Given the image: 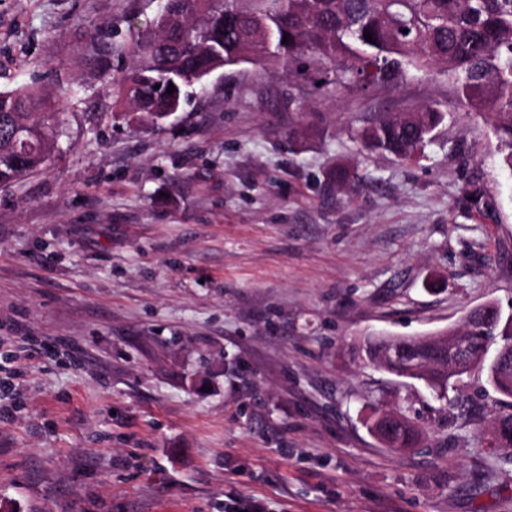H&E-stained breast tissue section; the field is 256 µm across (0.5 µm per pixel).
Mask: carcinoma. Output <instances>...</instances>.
Listing matches in <instances>:
<instances>
[{"instance_id":"1","label":"carcinoma","mask_w":512,"mask_h":512,"mask_svg":"<svg viewBox=\"0 0 512 512\" xmlns=\"http://www.w3.org/2000/svg\"><path fill=\"white\" fill-rule=\"evenodd\" d=\"M131 35L127 51L133 63L112 82L117 106L128 107L145 126L166 122L180 109L190 77L207 76L227 65L250 63L265 70L286 69L300 60L327 68L338 86L362 91L408 71L439 72L454 85L460 109L487 113L494 121L503 166L512 170V0H167ZM370 32L372 41L364 38ZM287 43H282L283 37ZM176 91L167 93L169 85ZM445 119L438 106L382 116L357 132L369 150L400 161L425 156ZM66 112L41 88L23 85L0 92V183L51 164V150L63 133ZM462 204L485 209L481 186L465 190ZM471 337L473 358L460 372L431 355L422 336L363 338L366 357L394 343L400 355L386 372L413 376L445 397L453 382L478 367L488 371L494 391L509 399L494 418L490 448H512V316L485 322L474 310L448 327ZM502 352L498 366L482 358L484 346ZM396 443L413 448L419 430L400 410Z\"/></svg>"}]
</instances>
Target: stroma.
Here are the masks:
<instances>
[{
  "label": "stroma",
  "mask_w": 512,
  "mask_h": 512,
  "mask_svg": "<svg viewBox=\"0 0 512 512\" xmlns=\"http://www.w3.org/2000/svg\"><path fill=\"white\" fill-rule=\"evenodd\" d=\"M158 0H0V92L78 101L62 161L0 183V512H512L486 372L454 401L358 355L497 300L512 313V172L443 75L370 92L241 63L176 120L113 118L106 75ZM436 103L425 158L358 129ZM346 164L357 180L329 174ZM479 183L488 210L461 198ZM423 431L395 452L371 400Z\"/></svg>",
  "instance_id": "1"
}]
</instances>
